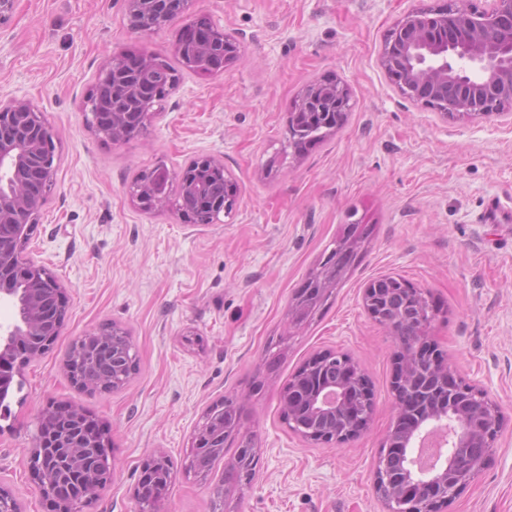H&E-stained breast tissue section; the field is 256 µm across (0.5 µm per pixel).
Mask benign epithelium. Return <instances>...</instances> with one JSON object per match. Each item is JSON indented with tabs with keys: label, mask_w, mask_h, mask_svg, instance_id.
I'll return each instance as SVG.
<instances>
[{
	"label": "benign epithelium",
	"mask_w": 512,
	"mask_h": 512,
	"mask_svg": "<svg viewBox=\"0 0 512 512\" xmlns=\"http://www.w3.org/2000/svg\"><path fill=\"white\" fill-rule=\"evenodd\" d=\"M128 26L142 35L167 28L187 8L188 0H125ZM237 40L224 28L195 21L171 46L189 70L208 62L207 74L224 72L236 56ZM162 56L143 51L135 58L119 53L108 58L84 104L87 123L114 143L137 133L134 125L154 115L153 107L177 83L156 73ZM380 65L400 93L422 100L443 116L448 110L468 116L512 111V0H494L485 11L465 0L442 8L403 15L385 39ZM352 107L349 91L338 80L308 85L295 112L308 123L330 131ZM56 145L44 114L30 101L0 98V302L16 310L14 320L0 324V379L13 380V366L3 365L17 350L32 361L47 352L67 312L63 287L44 266L29 257V235L38 223L44 198L55 183ZM131 201L151 209L174 201L186 224L209 223L233 210L237 188L212 156L193 159L173 173L164 164L146 170L128 188ZM360 243H348L323 256L290 309L300 325L311 315L305 298L335 285ZM387 284L427 306L428 297L392 275L370 280L363 305L377 323L399 341L393 379L397 417L414 418L403 433L392 431L374 468V485L385 512H443L485 466L501 425L498 406L475 383L458 377L432 346L409 344L401 318L386 313L381 285ZM127 331L112 325L78 339L65 361L68 379L81 387L110 390L124 385L121 373L134 349L117 345ZM429 356L439 365L436 385L413 373L415 361ZM106 360L117 375L90 379L85 367ZM288 428L315 444L341 446L363 432L374 408L371 382L347 354L324 351L310 357L288 392ZM239 432V415L220 403L198 426L192 441V466L224 449V438ZM256 448L244 441L232 461L235 475L252 479ZM35 493L68 512H88L112 479L109 439L99 422L79 409L53 404L38 417L37 435L27 456ZM173 478L171 461L155 453L142 464L134 494L140 501H160ZM0 512H23L20 501L0 487Z\"/></svg>",
	"instance_id": "benign-epithelium-1"
}]
</instances>
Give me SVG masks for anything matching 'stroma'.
Masks as SVG:
<instances>
[{"mask_svg": "<svg viewBox=\"0 0 512 512\" xmlns=\"http://www.w3.org/2000/svg\"><path fill=\"white\" fill-rule=\"evenodd\" d=\"M441 0H191L168 28L128 27L124 0H16L0 26V97L26 99L56 143L55 186L27 251L64 288L53 348L20 366L0 416V485L25 512H56L34 492L26 451L50 403L77 406L110 437L112 482L93 512H140L143 461L161 451L174 476L158 512H383L374 463L395 428L399 344L366 313V282L392 274L422 289L428 334L465 381L480 383L502 423L483 468L446 512H512V115L443 117L404 98L379 62L394 23ZM206 18L233 33L219 75L180 70L161 116L112 143L82 105L113 53L168 54ZM335 78L352 109L303 152L288 116L310 83ZM219 158L239 189L230 215L183 223L146 211L127 189L144 169ZM368 231L354 264L307 323L289 324L296 292L348 225ZM109 324L129 331L137 367L118 390L73 385L71 345ZM348 353L371 381L366 432L312 444L282 416L286 385L312 355ZM257 448L244 494L216 506L226 460L189 471L194 431L224 399Z\"/></svg>", "mask_w": 512, "mask_h": 512, "instance_id": "1", "label": "stroma"}]
</instances>
